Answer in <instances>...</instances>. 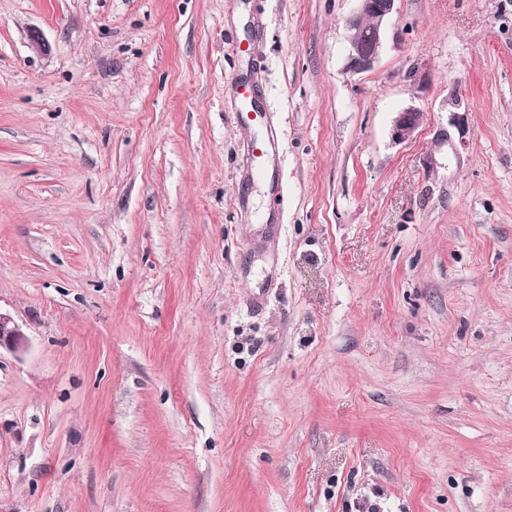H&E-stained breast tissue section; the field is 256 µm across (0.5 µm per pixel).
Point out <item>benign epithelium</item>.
Segmentation results:
<instances>
[{"label":"benign epithelium","instance_id":"benign-epithelium-1","mask_svg":"<svg viewBox=\"0 0 512 512\" xmlns=\"http://www.w3.org/2000/svg\"><path fill=\"white\" fill-rule=\"evenodd\" d=\"M357 8L345 21L349 52L345 69L353 74L373 68L383 46L387 23L396 0H356ZM422 120V113L407 108L399 113L392 127V139L404 141L415 133ZM6 348L22 354L28 348V338L22 327L7 312L0 311V349Z\"/></svg>","mask_w":512,"mask_h":512}]
</instances>
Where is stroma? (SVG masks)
<instances>
[{
	"instance_id": "35a3bbf8",
	"label": "stroma",
	"mask_w": 512,
	"mask_h": 512,
	"mask_svg": "<svg viewBox=\"0 0 512 512\" xmlns=\"http://www.w3.org/2000/svg\"><path fill=\"white\" fill-rule=\"evenodd\" d=\"M356 6L0 0V512H512V0ZM397 0H356L357 8L345 21L349 52L345 69L359 74L373 68L383 46L387 23L391 18ZM370 20L373 30L368 36L369 48L364 52L355 50V42L363 25ZM259 87L256 82H242L237 84L234 88V94L239 102V111L237 118L242 123H249L255 121L257 118L261 119V113H258L252 103L258 101ZM242 104L246 106L242 109ZM421 120L422 112L415 108L398 112L392 127V139L398 142L409 139L419 127ZM28 343L22 327L9 313L0 309V351L6 348L15 354H22L27 350Z\"/></svg>"
}]
</instances>
